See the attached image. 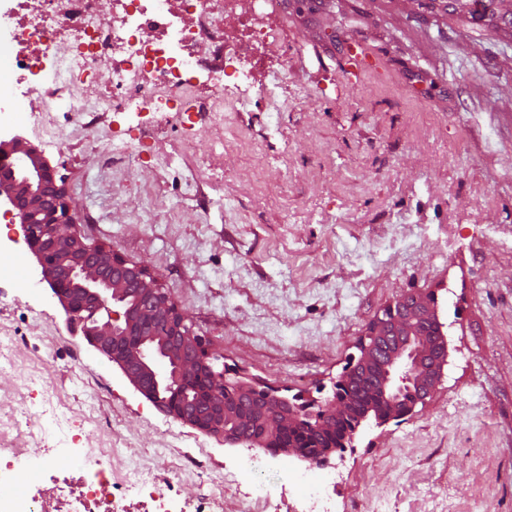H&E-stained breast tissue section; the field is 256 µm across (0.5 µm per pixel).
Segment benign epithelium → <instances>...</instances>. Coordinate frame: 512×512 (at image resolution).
<instances>
[{"instance_id":"7a95c632","label":"benign epithelium","mask_w":512,"mask_h":512,"mask_svg":"<svg viewBox=\"0 0 512 512\" xmlns=\"http://www.w3.org/2000/svg\"><path fill=\"white\" fill-rule=\"evenodd\" d=\"M0 147V197L19 219L23 241L35 256L42 279L63 306L70 333L110 361L146 398L172 418L224 442L251 448L313 431L325 435L348 413L349 397L338 382L332 400L314 413L304 404L283 407L272 390H257L224 378L210 366L211 353L192 333L186 317L146 269L112 249L91 245L77 230V215L50 166L36 149L14 144ZM392 332L414 338L411 354L362 345L360 360L389 367L384 397L405 409L391 418L413 414L434 393L446 354L427 371L421 359L431 354V338L418 330L417 314H395Z\"/></svg>"}]
</instances>
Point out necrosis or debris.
I'll list each match as a JSON object with an SVG mask.
<instances>
[{"mask_svg":"<svg viewBox=\"0 0 512 512\" xmlns=\"http://www.w3.org/2000/svg\"><path fill=\"white\" fill-rule=\"evenodd\" d=\"M114 11L104 15L98 0H0V43L12 52L0 56V91L23 82L38 96L28 128L43 132L46 113L66 107L83 112H116L126 108L161 114L172 112L182 93L204 76L216 93L225 90V77L234 74L238 88L252 86V69L241 56V42L262 47L270 31L264 24V0H113ZM236 17L242 33L212 29V16ZM152 39H142V31ZM213 45L210 59L195 58L194 47ZM112 61L115 96L85 102L81 90L94 77L99 57ZM79 470L57 477L56 512H124L127 493L141 495L149 512H174L166 484L145 478L138 469H114L94 448L83 449ZM249 491L270 500L272 491L293 493V512H335L329 486L334 473H319L308 481L281 472L266 458L245 455ZM35 477L28 472L22 448H0V512H43L33 492Z\"/></svg>","mask_w":512,"mask_h":512,"instance_id":"obj_1","label":"necrosis or debris"}]
</instances>
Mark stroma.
Returning <instances> with one entry per match:
<instances>
[{
    "label": "stroma",
    "mask_w": 512,
    "mask_h": 512,
    "mask_svg": "<svg viewBox=\"0 0 512 512\" xmlns=\"http://www.w3.org/2000/svg\"><path fill=\"white\" fill-rule=\"evenodd\" d=\"M258 89L215 125L197 80L177 120L52 112L29 133L77 207L86 243L144 266L227 378L290 400L332 399L384 309L434 295L444 375L413 416L366 425L331 455L336 512H512V0H278ZM361 38L373 68L350 62ZM138 137L141 156L101 139ZM37 262L0 266V417L40 413L0 448L114 450L194 512H263L242 495V451L170 417L70 335ZM53 470V471H54Z\"/></svg>",
    "instance_id": "1"
}]
</instances>
